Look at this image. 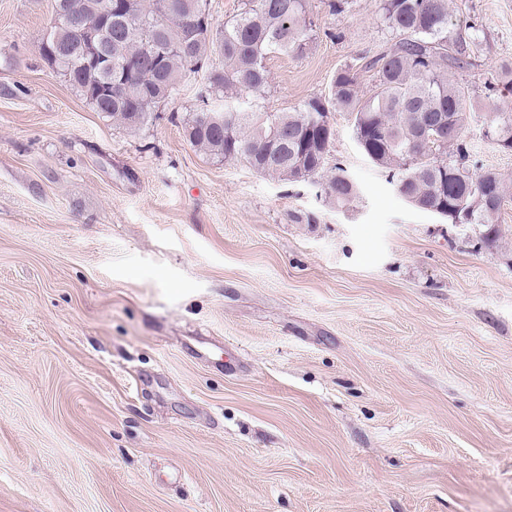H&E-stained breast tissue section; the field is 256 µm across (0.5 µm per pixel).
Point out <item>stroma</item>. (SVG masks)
I'll return each mask as SVG.
<instances>
[{
  "mask_svg": "<svg viewBox=\"0 0 512 512\" xmlns=\"http://www.w3.org/2000/svg\"><path fill=\"white\" fill-rule=\"evenodd\" d=\"M312 0L256 104L327 96L393 35L379 0ZM54 0H0V512H512V204L409 206L331 113L340 208L198 151L203 73L128 129L40 55ZM478 165L512 69V0H449Z\"/></svg>",
  "mask_w": 512,
  "mask_h": 512,
  "instance_id": "obj_1",
  "label": "stroma"
}]
</instances>
